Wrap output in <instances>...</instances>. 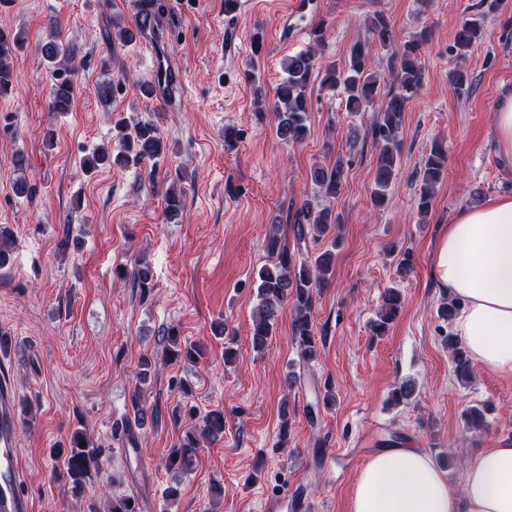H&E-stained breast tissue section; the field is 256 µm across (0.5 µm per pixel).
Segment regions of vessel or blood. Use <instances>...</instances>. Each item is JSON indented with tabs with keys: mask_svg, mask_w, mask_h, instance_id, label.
Listing matches in <instances>:
<instances>
[{
	"mask_svg": "<svg viewBox=\"0 0 512 512\" xmlns=\"http://www.w3.org/2000/svg\"><path fill=\"white\" fill-rule=\"evenodd\" d=\"M152 80L157 100L168 102L170 89L175 86L177 79L168 72L164 62L155 61ZM15 401L16 394L10 379L0 369V512H33V503L22 490L23 472Z\"/></svg>",
	"mask_w": 512,
	"mask_h": 512,
	"instance_id": "b4317fda",
	"label": "vessel or blood"
}]
</instances>
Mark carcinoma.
Segmentation results:
<instances>
[{"instance_id": "obj_1", "label": "carcinoma", "mask_w": 512, "mask_h": 512, "mask_svg": "<svg viewBox=\"0 0 512 512\" xmlns=\"http://www.w3.org/2000/svg\"><path fill=\"white\" fill-rule=\"evenodd\" d=\"M366 25L372 36L378 39L381 48L393 47V29L384 14L376 13L369 17ZM483 36L484 31L476 22L466 20L456 31L450 51L462 57ZM431 38L432 30L424 27L413 39L395 49L391 58L395 60L397 86L387 92L372 71L371 57L366 44L362 42L355 43L351 48L349 68L346 70L338 69L334 62L322 61V56L314 47L288 56L283 64L285 77L275 89L273 103L277 135L286 143H301L308 137L310 106L305 96V88L315 72L323 75L322 83L329 87L339 84L344 86L348 111L359 112L367 106L378 107L380 121L371 131L373 143L378 149L372 200L375 205L384 206L388 201L400 156L401 142L398 132L402 117L407 104L423 85L424 72L419 53L422 46ZM18 43L19 37L16 33L0 28V96L12 89L13 74L10 60ZM42 53L46 62L56 72V82L50 96V110L68 112L73 103L72 76L76 73L74 46L55 37L42 46ZM117 138V151L100 148L84 159L83 167L86 171L89 172L100 165L116 168L138 166L147 160H158L165 153V143L153 124L138 123L131 129L121 127ZM345 165L347 161L341 156L328 166L316 164L309 171L310 180L325 196L334 198L344 181ZM446 172L447 154L441 142L436 140L420 169V189L416 199L419 215L425 216L431 210L437 188L444 180ZM181 180L182 175H176L166 191V212L171 217L176 216L184 205L182 192L176 188ZM338 223L340 217L331 207L316 209L311 204L304 203L294 217L295 243L299 245L305 242L309 235L319 238L325 235L332 225ZM266 249L271 262L256 271L257 305L252 312V345L257 349L266 346L273 334L280 309L289 304L293 311V342L298 345L304 358L314 359L318 355L320 340L313 320L317 288L326 284L333 271L336 241H331L330 247L314 256L310 262L298 264L290 253L288 242L282 240L278 228L275 227L267 239ZM115 276L119 279L132 280L135 287L139 288L142 298L145 299L151 294L150 267L142 263L136 264L130 270L119 267L115 270ZM401 306L400 291L393 288L387 290L378 312V321L373 325L377 335H385ZM164 339L168 345L166 359L171 363H196L204 358V345L199 342H181L179 331L174 327L165 331ZM448 348L453 352L457 378L462 381L469 380L473 374V366L467 353L451 337L448 338ZM153 371H157V365L147 357L142 358L139 384L129 396L130 412L133 414L134 422L140 427L146 425L148 420L155 421L158 418L157 410L147 411L142 388ZM186 417L191 420V424L180 441L171 448L168 456L169 467H177L183 472L192 468L201 444L224 435L222 410H210L200 417L196 409L191 407L186 414L175 415L174 420L180 421ZM464 422L469 430L485 428L484 410L477 406L468 408L464 414ZM59 453L64 456L63 468L54 470L55 480L68 485L72 495H82L91 471L99 468L102 449L95 446L83 430L77 429L71 433L67 443L60 447ZM103 512H140V505L138 500L130 496L112 497L106 499Z\"/></svg>"}]
</instances>
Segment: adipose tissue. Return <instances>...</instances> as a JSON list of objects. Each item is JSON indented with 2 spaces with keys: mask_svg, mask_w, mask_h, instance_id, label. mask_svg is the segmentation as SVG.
Segmentation results:
<instances>
[{
  "mask_svg": "<svg viewBox=\"0 0 512 512\" xmlns=\"http://www.w3.org/2000/svg\"><path fill=\"white\" fill-rule=\"evenodd\" d=\"M433 273L461 302L453 331L473 363L512 376V192L455 214L435 245ZM349 512H512V441L477 452L457 491L425 449H380Z\"/></svg>",
  "mask_w": 512,
  "mask_h": 512,
  "instance_id": "1",
  "label": "adipose tissue"
}]
</instances>
